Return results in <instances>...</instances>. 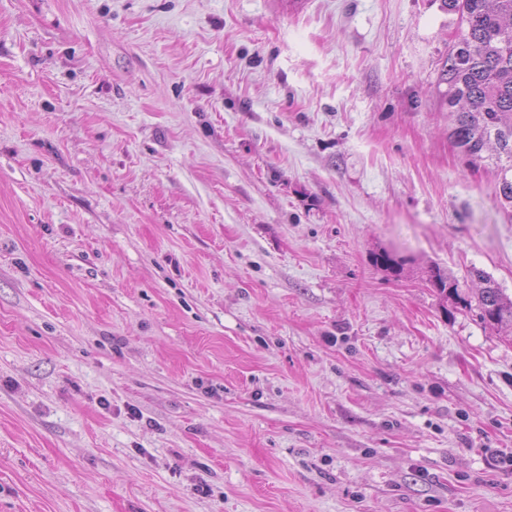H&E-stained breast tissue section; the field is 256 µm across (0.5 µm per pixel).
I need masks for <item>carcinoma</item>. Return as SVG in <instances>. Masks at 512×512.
Returning a JSON list of instances; mask_svg holds the SVG:
<instances>
[{
	"instance_id": "1",
	"label": "carcinoma",
	"mask_w": 512,
	"mask_h": 512,
	"mask_svg": "<svg viewBox=\"0 0 512 512\" xmlns=\"http://www.w3.org/2000/svg\"><path fill=\"white\" fill-rule=\"evenodd\" d=\"M464 27L444 61L440 79L448 85L445 102L449 136L470 164L495 156L498 180L494 194L512 209V0H446ZM470 275L484 287L470 297L458 280L437 268L428 282L466 309L477 303L480 319L491 326L512 323V298L482 270Z\"/></svg>"
}]
</instances>
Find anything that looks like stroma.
Segmentation results:
<instances>
[{"mask_svg": "<svg viewBox=\"0 0 512 512\" xmlns=\"http://www.w3.org/2000/svg\"><path fill=\"white\" fill-rule=\"evenodd\" d=\"M458 27L0 0V512H512V327L426 281L512 296ZM427 280L430 285L440 294L453 297L457 303L463 306L465 309L472 308L473 297L463 294V292L460 290L458 280L442 273L439 268H431L429 270Z\"/></svg>", "mask_w": 512, "mask_h": 512, "instance_id": "obj_1", "label": "stroma"}]
</instances>
